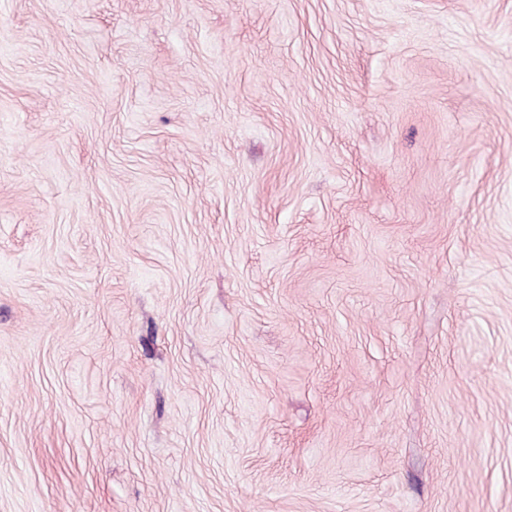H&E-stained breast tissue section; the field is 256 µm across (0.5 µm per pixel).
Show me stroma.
<instances>
[{
	"label": "stroma",
	"mask_w": 512,
	"mask_h": 512,
	"mask_svg": "<svg viewBox=\"0 0 512 512\" xmlns=\"http://www.w3.org/2000/svg\"><path fill=\"white\" fill-rule=\"evenodd\" d=\"M0 512H512V0H0Z\"/></svg>",
	"instance_id": "35a3bbf8"
}]
</instances>
